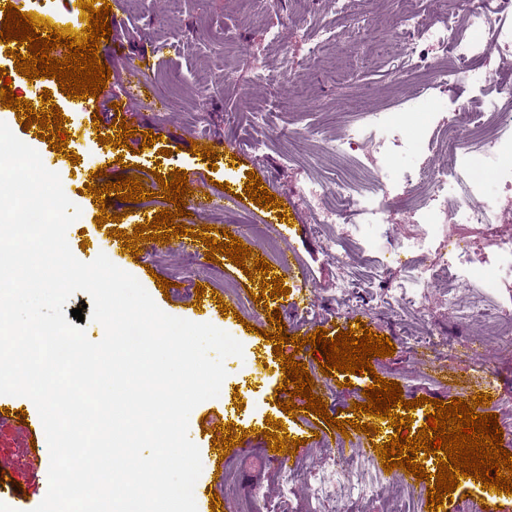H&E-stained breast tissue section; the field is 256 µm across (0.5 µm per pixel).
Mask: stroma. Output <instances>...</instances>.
Wrapping results in <instances>:
<instances>
[{
  "instance_id": "1",
  "label": "stroma",
  "mask_w": 512,
  "mask_h": 512,
  "mask_svg": "<svg viewBox=\"0 0 512 512\" xmlns=\"http://www.w3.org/2000/svg\"><path fill=\"white\" fill-rule=\"evenodd\" d=\"M120 18L111 35L101 38L98 53L101 63L112 71L107 86L99 95L98 113L64 110V127L75 143L78 163L62 162L61 152L51 150L41 139L38 127L24 129L23 113L0 106V122L38 152L44 166L59 174L67 198L81 210L80 217L67 230L66 238L74 257L84 263L98 254L108 253L109 242L96 248L84 247L85 236L98 233L99 211L122 214L124 224L143 212L158 213L165 208L162 196L138 203L118 200L116 193L96 202L85 186L90 173H97V185L117 181L118 177L142 176L151 182V173H138L140 159L136 149L144 134L156 137L155 149L165 150L157 173L173 170L187 174L193 193L219 194L220 184H228L240 203L231 211L209 210L185 218L186 228L216 227L217 242H224L225 225L242 220L262 222L267 214L245 197L248 173L261 178L268 191L283 201L293 213L294 235L278 225L270 232L286 251L293 265L308 274L315 291L313 300L291 304L281 295L263 305L254 302L252 291L259 283L249 280L239 266L222 259L223 279L205 278L207 248L201 240L181 236L171 251L154 255L149 243H141L140 254L127 257L122 268L133 275L166 314L192 319L196 285L221 296L230 314L215 318V327L229 333L243 346L242 357L224 362L228 387L246 385L258 391L255 403L239 407L237 400L217 397L198 404L190 413L188 435L201 451L202 471L196 482L204 496H218L236 512L238 502L248 501L251 512H316L312 498L314 482L329 449L320 447L316 435L327 432L337 437L334 427L311 412L296 413L297 426L303 427L305 445L299 446L290 464L297 475L289 490H282V471L260 467L256 449L264 440L267 419L285 420L272 388L282 382L281 363L273 353L253 342L252 328L274 331L270 310H279L283 325L310 334L325 328L337 334L353 321H361L375 334L388 337L393 355L371 360L374 373H333L324 376L314 353L305 357L306 369L322 397L330 416L345 419L352 404L363 403L364 389L372 385L373 375L398 382L404 400L419 396L451 402L474 399L477 381L496 380L500 401L493 411L500 430L512 428V336L504 337L498 354L485 357L478 349L474 326L458 324L443 301L429 296L420 317L377 305L375 297L402 275L400 256L389 253L392 243L413 229L405 217L391 212L382 231L363 225L362 235L372 242L374 253L384 264L375 273L357 249H350V286L337 293L339 269L336 258L326 249L333 228L316 223L299 194L304 179L318 177L332 183L345 179L364 182L368 174L357 153L338 154L328 150V141L340 138L345 128L363 113L415 105L417 87L411 78L396 76L391 54H378L376 43H364L362 30L372 28L379 35L391 33L406 13H415L424 24L440 18L437 0H338L334 11H326L317 0H118L114 7ZM280 29V40H269L266 31ZM154 50L155 65L147 74L160 104L155 111L126 107L124 90L128 85L131 56ZM263 54L268 64L265 79L251 78L247 56ZM265 110L264 119L252 115L254 108ZM125 120L134 129L131 149L99 143L98 134L114 137L111 124ZM263 143L256 152L255 143ZM211 145L215 162L191 154L192 144ZM173 281L170 294H163L157 277ZM312 314L300 318L302 309ZM425 354L428 363L417 367L415 355ZM228 422L247 429L242 452L217 458L206 453L218 425ZM0 454L13 459L11 468L0 469V481L12 485L14 493L0 503V512H12L18 501L38 506L48 490L49 449L46 437L31 436L22 428L18 415L0 422ZM343 483L336 488L341 512H428L427 481L411 480L409 475L394 478L382 462L370 457H344ZM374 485L372 494L358 496L353 483Z\"/></svg>"
}]
</instances>
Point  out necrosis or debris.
Wrapping results in <instances>:
<instances>
[{
	"instance_id": "obj_1",
	"label": "necrosis or debris",
	"mask_w": 512,
	"mask_h": 512,
	"mask_svg": "<svg viewBox=\"0 0 512 512\" xmlns=\"http://www.w3.org/2000/svg\"><path fill=\"white\" fill-rule=\"evenodd\" d=\"M441 22L423 25L417 16L402 18L397 37L418 38L429 48L443 49L445 68L436 70L432 81L423 83L422 93L453 91L460 79L473 78L484 56L486 44L512 56V0H469L464 22H457L456 0H440ZM512 83L496 84L495 96L482 102V111L461 104L454 115L432 112L424 124H415L407 112H369L349 125L344 136L332 143V151H362L364 169L378 181L388 179L390 165L407 152L425 153L444 146L454 160L453 168H421L412 178L396 183L395 195H354L344 192L341 183L305 179L300 193L317 223L338 225L340 239H331L327 248L338 268H346V238L355 236L353 216L361 215L371 224H383L397 206H404L416 231L399 241L395 250L404 255V279L382 295L381 302L405 312H417L428 289L460 322L477 317L497 325L500 335H512V310L488 308L482 298L460 300L459 291L477 274L512 268V228L491 224L489 209L481 202L482 184L472 170L490 167L512 198ZM488 233L485 247L470 244L475 230Z\"/></svg>"
}]
</instances>
